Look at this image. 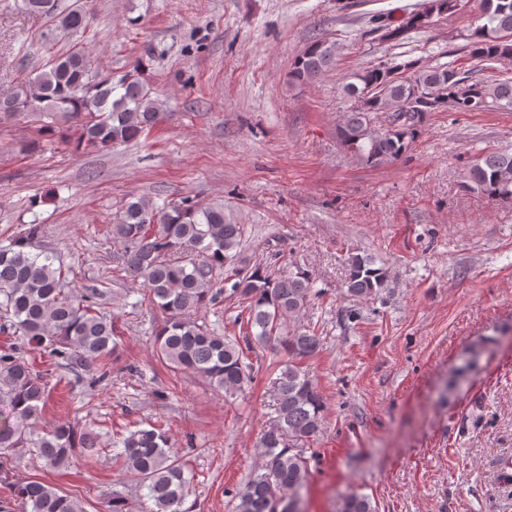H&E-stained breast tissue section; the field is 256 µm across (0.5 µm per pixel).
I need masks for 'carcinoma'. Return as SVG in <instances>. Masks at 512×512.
<instances>
[{
    "label": "carcinoma",
    "mask_w": 512,
    "mask_h": 512,
    "mask_svg": "<svg viewBox=\"0 0 512 512\" xmlns=\"http://www.w3.org/2000/svg\"><path fill=\"white\" fill-rule=\"evenodd\" d=\"M458 0H427L399 22L380 14L373 31L380 39L399 42L430 29L434 17L458 9ZM21 7L45 15L63 31L76 35L89 25L83 6L59 0H21ZM459 51L483 70L512 63V0H482L477 23L458 34ZM336 42L315 40L292 63L288 83L309 84L334 65ZM351 108L340 129L343 146L356 159L372 164L393 162L408 153L431 112L512 111V78L485 80L454 67L421 66L417 60L381 64L355 72L344 86ZM158 99L136 70L112 78L96 70L91 56L75 45L58 54L34 78L0 93V114L44 112L47 133L57 116L70 122L77 146L104 149L138 139L157 125ZM384 114L385 126L377 125ZM465 188L487 198L512 204V152L479 154L465 167ZM40 225L6 247L0 246V332L35 343L56 365L107 374V359L116 352L112 318L96 309L97 289L74 293L64 287V269L48 252L31 253L29 238ZM244 225L224 215V205H202L188 198L155 205L141 196L126 202L112 224V240L120 246L115 271L142 287L147 300L165 320L156 333L157 356L173 368L190 370L226 394L253 380L252 365L241 345L199 322L200 312L230 285L247 300L249 331L245 340L266 347L271 343L287 355L274 382V417L264 430L256 472L233 491V512H289V500L299 496L309 476L305 449L298 443L315 439L323 425V398L298 360L319 352L321 340L310 331L282 335L288 321L299 316L316 295L313 281L299 269L274 276L241 257ZM345 295L369 298L386 288L389 273L376 261L349 254ZM48 382L28 351L15 348L0 355V484L10 494L0 496V512H81L78 502L59 487L43 482L10 483V464L30 455L54 469L79 467L76 449L91 452L99 435L89 426L41 428L39 411ZM121 449L116 459L147 490L153 507L147 512H187L192 477L170 454L167 431L151 425L128 432L112 442ZM341 512H374L370 499L351 494Z\"/></svg>",
    "instance_id": "cac0c4a2"
}]
</instances>
